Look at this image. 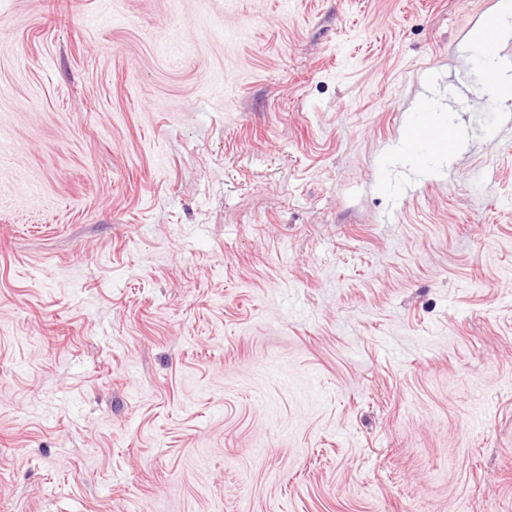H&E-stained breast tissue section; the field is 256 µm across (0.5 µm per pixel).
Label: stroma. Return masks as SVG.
<instances>
[{
    "mask_svg": "<svg viewBox=\"0 0 512 512\" xmlns=\"http://www.w3.org/2000/svg\"><path fill=\"white\" fill-rule=\"evenodd\" d=\"M496 5L0 0V512H512Z\"/></svg>",
    "mask_w": 512,
    "mask_h": 512,
    "instance_id": "stroma-1",
    "label": "stroma"
}]
</instances>
